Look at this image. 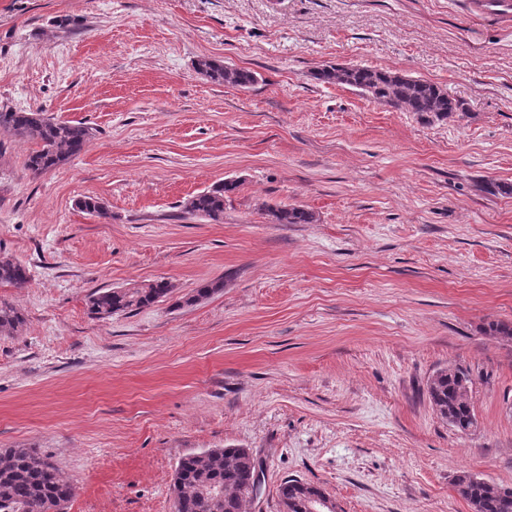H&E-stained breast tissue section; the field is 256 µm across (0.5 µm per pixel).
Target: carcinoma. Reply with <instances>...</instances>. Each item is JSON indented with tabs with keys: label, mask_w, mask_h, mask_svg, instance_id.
Instances as JSON below:
<instances>
[{
	"label": "carcinoma",
	"mask_w": 512,
	"mask_h": 512,
	"mask_svg": "<svg viewBox=\"0 0 512 512\" xmlns=\"http://www.w3.org/2000/svg\"><path fill=\"white\" fill-rule=\"evenodd\" d=\"M196 71L219 84L247 88L256 76L247 69L232 68L209 58L196 63ZM317 80L350 88L375 102L411 112L424 122L446 121L468 111L466 103L452 98L435 83L393 70L363 65H327L314 72ZM0 134L36 145L26 167L34 174L47 173L78 156L94 137L83 122L64 121L34 110L0 109ZM238 183L229 180L188 199L186 213L214 224L224 222L225 195ZM85 212L107 219L106 206L96 197L78 201ZM274 224H312L315 215L299 206L275 205L266 209ZM29 281L28 268L0 256V285L22 288ZM224 288V279L209 281L182 301L193 305ZM174 285L164 279L128 288L98 289L88 296L89 315L96 320L151 307L167 299ZM25 325L22 312L0 299V335L14 336ZM488 336L512 340V323L492 322L484 327ZM472 381L459 367L438 370L427 382V396L441 420L461 433L478 425L471 402ZM262 464L247 448H215L182 457L175 469L172 492L178 512H249L260 492ZM458 495L471 512H512V488L480 478L468 471L456 475ZM321 488L302 480L288 479L278 489L279 504L291 512H303L306 498ZM75 492L55 463L32 448H0V512H63Z\"/></svg>",
	"instance_id": "carcinoma-1"
}]
</instances>
